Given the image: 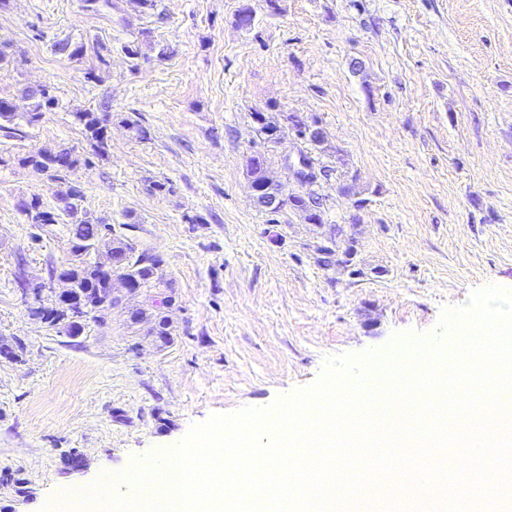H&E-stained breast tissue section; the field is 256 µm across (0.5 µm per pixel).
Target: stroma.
<instances>
[{
    "label": "stroma",
    "mask_w": 512,
    "mask_h": 512,
    "mask_svg": "<svg viewBox=\"0 0 512 512\" xmlns=\"http://www.w3.org/2000/svg\"><path fill=\"white\" fill-rule=\"evenodd\" d=\"M0 43L20 62L0 69V99H58L0 131V343L15 353L0 357V512L120 478L212 415L307 389L327 358L428 336L512 284V0H0ZM88 110L108 117L101 155L75 118ZM41 149L71 151L85 209L161 258L168 341L120 286L77 336L29 314L25 288L50 298L71 257L67 225L23 209L57 203L59 183L23 162ZM302 153L319 226L252 200L251 156L285 182ZM333 224L354 238L344 269L317 262Z\"/></svg>",
    "instance_id": "35a3bbf8"
}]
</instances>
